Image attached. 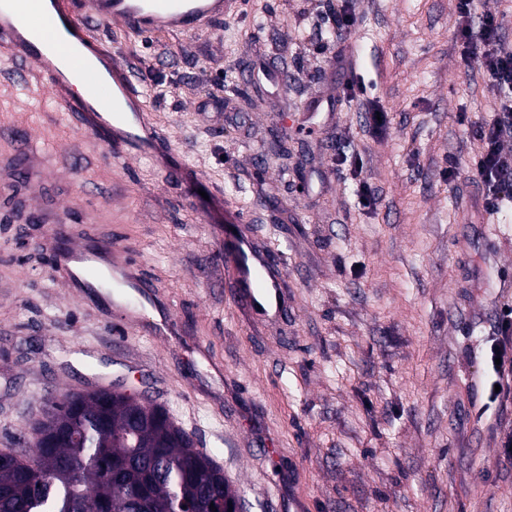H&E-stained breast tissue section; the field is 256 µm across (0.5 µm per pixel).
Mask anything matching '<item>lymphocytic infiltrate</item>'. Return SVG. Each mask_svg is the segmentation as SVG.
<instances>
[{"label":"lymphocytic infiltrate","instance_id":"lymphocytic-infiltrate-1","mask_svg":"<svg viewBox=\"0 0 512 512\" xmlns=\"http://www.w3.org/2000/svg\"><path fill=\"white\" fill-rule=\"evenodd\" d=\"M462 19L456 37L462 43L466 67L486 72L498 101L492 112L478 122L474 135L482 152L474 163L473 178L484 187V208L498 213L512 204V153L504 145L512 140V44L502 35V20L493 13H477L475 0H458ZM493 387L489 403L498 404L512 395V307H505L499 320V336L490 346Z\"/></svg>","mask_w":512,"mask_h":512}]
</instances>
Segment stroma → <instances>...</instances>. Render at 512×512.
Here are the masks:
<instances>
[{
  "label": "stroma",
  "mask_w": 512,
  "mask_h": 512,
  "mask_svg": "<svg viewBox=\"0 0 512 512\" xmlns=\"http://www.w3.org/2000/svg\"><path fill=\"white\" fill-rule=\"evenodd\" d=\"M342 5L235 0L191 36L94 22L170 137L162 161L108 159L0 69V161L31 131L49 168L0 194V449L20 447L43 398L118 379L193 433L246 512H512V398L483 406L512 306V209L485 213L466 127L493 108L490 79L461 61L457 0H354V26L329 38ZM260 68L285 87L247 82ZM351 81L362 94L337 101ZM37 195L139 252L174 335L118 337L52 277L45 225L13 217ZM245 238L282 266V312L225 282Z\"/></svg>",
  "instance_id": "1"
}]
</instances>
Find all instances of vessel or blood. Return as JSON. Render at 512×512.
<instances>
[{
  "mask_svg": "<svg viewBox=\"0 0 512 512\" xmlns=\"http://www.w3.org/2000/svg\"><path fill=\"white\" fill-rule=\"evenodd\" d=\"M227 9L226 0H0V48L16 64L17 85L42 84L57 109L76 116L82 130L105 147L161 158L170 151L165 133L151 124L125 65L99 43L87 20L118 22L139 33L192 34L223 21ZM78 84L85 89L80 96L74 93ZM49 240L47 261L63 286L82 304L121 317L124 336L139 335V321L126 317L120 301L128 295L140 308L151 306L134 250L125 248L118 265L110 243H73L59 225L52 226ZM266 266L244 242L226 272L261 309L281 303L279 277Z\"/></svg>",
  "mask_w": 512,
  "mask_h": 512,
  "instance_id": "b4317fda",
  "label": "vessel or blood"
}]
</instances>
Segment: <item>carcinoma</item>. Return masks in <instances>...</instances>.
<instances>
[{"mask_svg": "<svg viewBox=\"0 0 512 512\" xmlns=\"http://www.w3.org/2000/svg\"><path fill=\"white\" fill-rule=\"evenodd\" d=\"M28 448L0 457V512H221L223 470L159 409L96 390L51 400Z\"/></svg>", "mask_w": 512, "mask_h": 512, "instance_id": "obj_1", "label": "carcinoma"}]
</instances>
